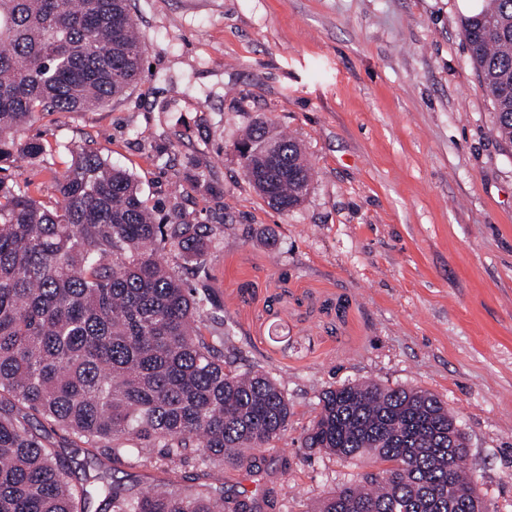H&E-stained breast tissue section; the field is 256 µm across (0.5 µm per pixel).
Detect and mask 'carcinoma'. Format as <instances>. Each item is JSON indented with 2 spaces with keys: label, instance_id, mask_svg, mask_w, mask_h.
<instances>
[{
  "label": "carcinoma",
  "instance_id": "1",
  "mask_svg": "<svg viewBox=\"0 0 512 512\" xmlns=\"http://www.w3.org/2000/svg\"><path fill=\"white\" fill-rule=\"evenodd\" d=\"M469 59L512 147V0L460 20ZM146 45L131 0H0V170L14 154L39 168L48 141L23 138L50 112H85L124 95ZM241 144L249 183L288 212L313 181L299 142L254 119ZM219 228L181 211L163 223L135 178L96 151H69L50 190L0 179V399L92 447L73 470L25 417L0 410V512H260L266 494L226 495L224 467L260 472L288 430L285 388L269 372L226 368L200 325L216 303L172 255L203 265ZM303 447L365 459L377 471L308 512H488L468 478L457 421L421 388L348 383L323 391ZM160 448L159 482L111 479L112 464ZM193 458L196 472L178 465Z\"/></svg>",
  "mask_w": 512,
  "mask_h": 512
}]
</instances>
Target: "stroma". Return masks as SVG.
I'll use <instances>...</instances> for the list:
<instances>
[{
    "label": "stroma",
    "instance_id": "35a3bbf8",
    "mask_svg": "<svg viewBox=\"0 0 512 512\" xmlns=\"http://www.w3.org/2000/svg\"><path fill=\"white\" fill-rule=\"evenodd\" d=\"M141 80L30 132L53 153L0 177L51 183L87 145L149 202L222 232L206 257L231 329V368L262 365L288 393L285 435L262 472L225 469L228 493L274 489L305 512L372 466L302 446L322 390L353 381L438 395L469 442L493 512H512V148L465 49L481 0H132ZM296 138L313 169L282 214L247 182L234 146L255 116Z\"/></svg>",
    "mask_w": 512,
    "mask_h": 512
}]
</instances>
